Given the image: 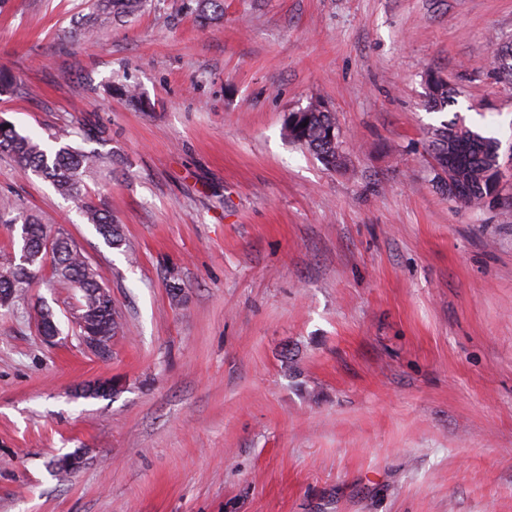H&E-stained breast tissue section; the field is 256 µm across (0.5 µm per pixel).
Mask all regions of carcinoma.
I'll use <instances>...</instances> for the list:
<instances>
[{
    "label": "carcinoma",
    "mask_w": 512,
    "mask_h": 512,
    "mask_svg": "<svg viewBox=\"0 0 512 512\" xmlns=\"http://www.w3.org/2000/svg\"><path fill=\"white\" fill-rule=\"evenodd\" d=\"M149 0H93L88 13L78 23L75 36L88 40L114 21L143 12ZM194 11L203 21L213 20L224 12L223 0H195ZM495 59L503 64L494 66V73L508 79L512 85V47L495 51ZM0 91L26 93L15 76L0 71ZM431 107L443 110L455 103V90L439 78L428 81ZM289 140L307 147L326 164H342V141L335 116L319 102H312L305 112H290L284 123ZM72 132L58 129L49 137L58 147L47 150L31 137L19 133L13 126L0 125V150L11 155L21 169L49 180L56 191L80 204L86 222L111 248L131 249L122 225L91 203L86 196L85 178L96 173L103 156L96 150H86L68 142ZM428 146L437 163L451 161V182L456 191L448 196L474 209H481L491 196L500 195L496 168L500 156V141L466 126L462 121H450L427 131ZM0 224L21 225L26 253L24 260L6 258L0 261V308H12L25 289L36 279H43L51 288H66L74 293L76 302L70 308L69 322L85 335L83 324L97 329L110 338L121 329V315L112 306V293L99 280L83 250L62 227H53L27 210L21 201L0 200Z\"/></svg>",
    "instance_id": "carcinoma-1"
}]
</instances>
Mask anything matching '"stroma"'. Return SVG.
<instances>
[{"mask_svg":"<svg viewBox=\"0 0 512 512\" xmlns=\"http://www.w3.org/2000/svg\"><path fill=\"white\" fill-rule=\"evenodd\" d=\"M193 6L88 43V0H0V68L31 90L0 117L43 143L100 126L87 187L135 246L0 152V197L71 233L123 323L101 356L65 291L0 309V512H512V0ZM314 101L339 167L283 134ZM456 115L500 141L501 205L437 182L426 132ZM455 90L440 78L433 77L428 81V102L431 108L442 111L448 105L455 103Z\"/></svg>","mask_w":512,"mask_h":512,"instance_id":"obj_1","label":"stroma"}]
</instances>
